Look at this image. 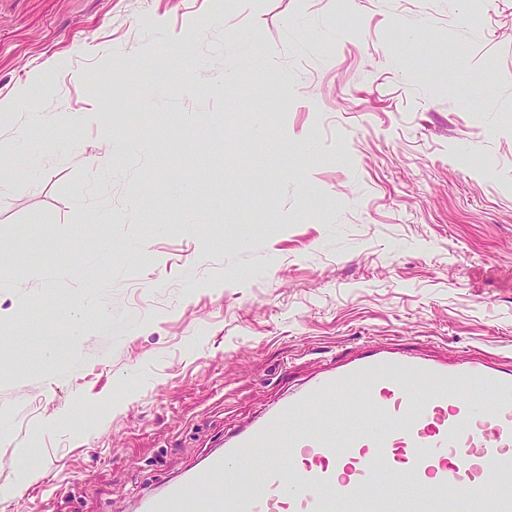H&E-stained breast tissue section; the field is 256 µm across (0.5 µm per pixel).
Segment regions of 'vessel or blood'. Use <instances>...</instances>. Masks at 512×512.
Wrapping results in <instances>:
<instances>
[{
	"label": "vessel or blood",
	"instance_id": "vessel-or-blood-1",
	"mask_svg": "<svg viewBox=\"0 0 512 512\" xmlns=\"http://www.w3.org/2000/svg\"><path fill=\"white\" fill-rule=\"evenodd\" d=\"M512 473V359L448 364L370 343L236 432L144 512H453Z\"/></svg>",
	"mask_w": 512,
	"mask_h": 512
}]
</instances>
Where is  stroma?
<instances>
[{"instance_id":"1","label":"stroma","mask_w":512,"mask_h":512,"mask_svg":"<svg viewBox=\"0 0 512 512\" xmlns=\"http://www.w3.org/2000/svg\"><path fill=\"white\" fill-rule=\"evenodd\" d=\"M23 85L0 512H138L370 341L512 356V0H0Z\"/></svg>"}]
</instances>
